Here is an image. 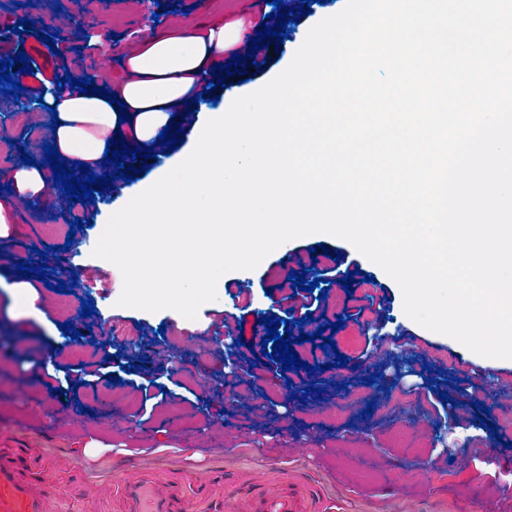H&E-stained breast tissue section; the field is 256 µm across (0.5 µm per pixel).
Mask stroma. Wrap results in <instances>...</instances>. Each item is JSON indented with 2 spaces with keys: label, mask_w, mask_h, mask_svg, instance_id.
Masks as SVG:
<instances>
[{
  "label": "stroma",
  "mask_w": 512,
  "mask_h": 512,
  "mask_svg": "<svg viewBox=\"0 0 512 512\" xmlns=\"http://www.w3.org/2000/svg\"><path fill=\"white\" fill-rule=\"evenodd\" d=\"M192 0H140L128 8L114 0L116 24L104 25L99 0H50L37 22L39 34L53 35L58 17H79L62 48L82 51L91 38L85 27L107 26L110 43L104 51L135 43L141 29H162L175 19L207 22L209 4L192 8ZM333 5L312 0L310 14L292 27L279 52L260 49L236 94L270 80L289 64L309 29ZM20 155L0 163V207L16 212L8 232L13 260H0V448L29 449V464L37 472L49 512H126L121 486L146 478L182 492L183 512H195L197 492L223 498L224 512H247L249 500L289 483L308 490L309 507L341 503L344 512H512V363L491 362L455 339L432 332L409 318L398 284L379 266L341 238L311 234L276 248L253 270L231 271L219 279L215 301L204 304L196 319L118 306L123 287L119 269L94 257V230L127 201L135 185L115 180L95 202L71 210L65 193L38 201L17 213V201L7 187L20 167ZM63 217L60 234L49 237L46 224ZM83 230L71 231L74 218ZM74 234L67 242L66 234ZM45 251L49 268H65L72 306L60 308L57 292L29 277L42 310L39 318L19 315L7 289L19 282L18 263L31 249ZM340 252L327 262L325 252ZM363 271L352 289L338 284L341 271ZM304 272L306 281L323 279L329 295L341 298L337 311L315 318V325L338 323L330 336L335 350L311 342L306 358L312 370L307 386H296V398L269 391L281 363L257 362L266 335L262 317L273 315L295 322L300 311L285 302L282 279ZM92 301L94 316H82L83 301ZM73 328H90L109 341L100 349L88 341L84 356L68 360ZM136 332L152 365L135 372L126 335ZM348 358L336 363L337 354ZM233 357L253 370L264 384L254 390L251 409L225 410L220 399L204 400L210 379L223 375L224 360ZM89 369V388L77 401L64 404L53 418L43 407L52 405L55 385L68 375ZM321 396L305 394V387ZM447 400H440V392ZM489 393L500 405L489 423H480L475 397ZM115 400L136 396L139 410L127 431H115L104 395ZM399 401L406 413L421 418L398 440V421L383 407ZM95 435L113 445L132 449L131 457L105 456L86 460L74 452L80 437ZM428 465L417 474L419 465ZM223 474L214 485L211 475Z\"/></svg>",
  "instance_id": "obj_1"
}]
</instances>
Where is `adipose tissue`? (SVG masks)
<instances>
[{"label":"adipose tissue","instance_id":"obj_1","mask_svg":"<svg viewBox=\"0 0 512 512\" xmlns=\"http://www.w3.org/2000/svg\"><path fill=\"white\" fill-rule=\"evenodd\" d=\"M251 38L243 19L194 23L180 20L123 51L122 79L96 86L117 93L129 121H120L115 105L79 89L45 88L42 102L54 107L60 120L53 136L61 156L89 165L104 158L106 143L125 137L139 143L156 139L172 123V110L205 92L217 65L229 51Z\"/></svg>","mask_w":512,"mask_h":512}]
</instances>
